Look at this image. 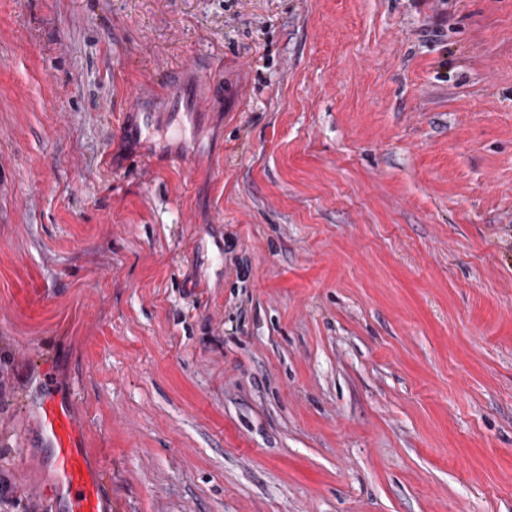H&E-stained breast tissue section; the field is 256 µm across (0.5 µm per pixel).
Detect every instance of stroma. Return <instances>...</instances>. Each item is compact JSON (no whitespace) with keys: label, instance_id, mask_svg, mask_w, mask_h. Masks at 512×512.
Instances as JSON below:
<instances>
[{"label":"stroma","instance_id":"obj_1","mask_svg":"<svg viewBox=\"0 0 512 512\" xmlns=\"http://www.w3.org/2000/svg\"><path fill=\"white\" fill-rule=\"evenodd\" d=\"M60 398L112 512H512V0H0V512Z\"/></svg>","mask_w":512,"mask_h":512}]
</instances>
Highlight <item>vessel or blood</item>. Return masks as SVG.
Listing matches in <instances>:
<instances>
[{
  "label": "vessel or blood",
  "instance_id": "obj_1",
  "mask_svg": "<svg viewBox=\"0 0 512 512\" xmlns=\"http://www.w3.org/2000/svg\"><path fill=\"white\" fill-rule=\"evenodd\" d=\"M41 425L53 450L56 482L67 491L71 512H101L105 476L88 466L86 430L61 401L43 407Z\"/></svg>",
  "mask_w": 512,
  "mask_h": 512
}]
</instances>
